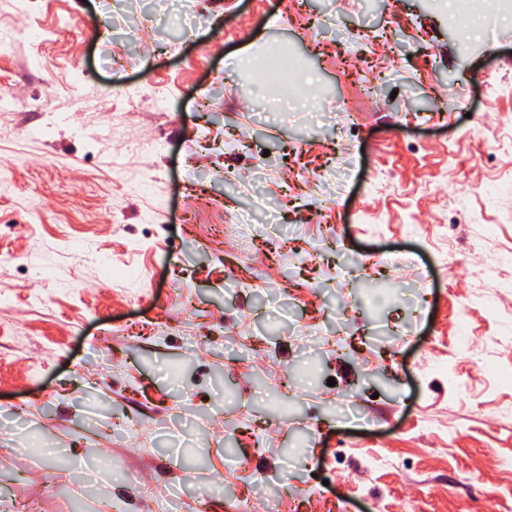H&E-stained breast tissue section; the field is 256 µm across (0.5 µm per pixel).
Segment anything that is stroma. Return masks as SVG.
Masks as SVG:
<instances>
[{
    "mask_svg": "<svg viewBox=\"0 0 512 512\" xmlns=\"http://www.w3.org/2000/svg\"><path fill=\"white\" fill-rule=\"evenodd\" d=\"M453 6L0 0V512H512V16ZM266 75L272 78L281 100L286 101L300 90L298 68L288 57L278 51L271 52L263 65Z\"/></svg>",
    "mask_w": 512,
    "mask_h": 512,
    "instance_id": "stroma-1",
    "label": "stroma"
}]
</instances>
